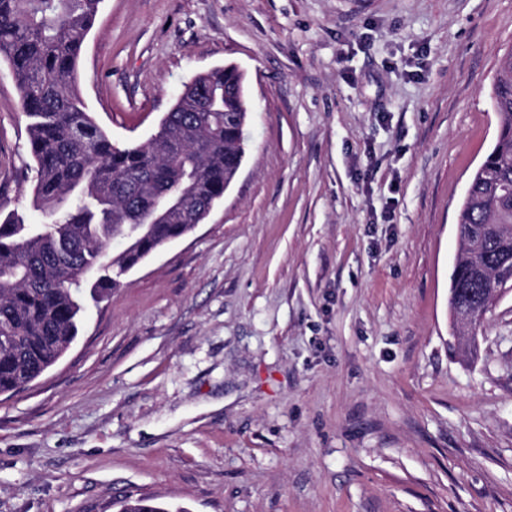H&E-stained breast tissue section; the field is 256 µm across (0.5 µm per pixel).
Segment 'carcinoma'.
Here are the masks:
<instances>
[{"label":"carcinoma","mask_w":512,"mask_h":512,"mask_svg":"<svg viewBox=\"0 0 512 512\" xmlns=\"http://www.w3.org/2000/svg\"><path fill=\"white\" fill-rule=\"evenodd\" d=\"M102 0H0V60L8 61L30 118L32 226L0 221V395L36 380L73 345L86 312L169 240L186 235L224 198L245 157L242 76L216 67L191 80L155 136L124 146L96 122L77 89V59ZM492 149L473 173L457 227L460 251L448 308L494 289L512 291V51L491 95ZM114 238L126 241L113 255ZM120 512H186L149 499Z\"/></svg>","instance_id":"cac0c4a2"}]
</instances>
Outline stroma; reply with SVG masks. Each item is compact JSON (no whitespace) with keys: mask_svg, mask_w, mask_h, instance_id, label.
Returning <instances> with one entry per match:
<instances>
[{"mask_svg":"<svg viewBox=\"0 0 512 512\" xmlns=\"http://www.w3.org/2000/svg\"><path fill=\"white\" fill-rule=\"evenodd\" d=\"M512 0H103L78 87L119 144L236 65L209 218L0 395V512H512V293L449 347L457 214L497 131ZM0 63V214L34 207Z\"/></svg>","mask_w":512,"mask_h":512,"instance_id":"obj_1","label":"stroma"}]
</instances>
